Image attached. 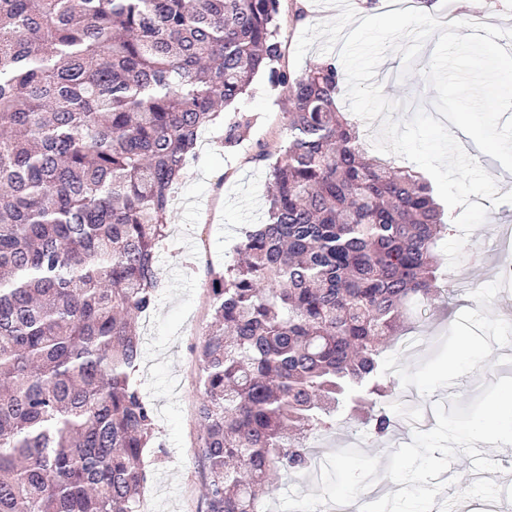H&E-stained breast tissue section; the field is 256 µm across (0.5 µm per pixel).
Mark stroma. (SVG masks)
Listing matches in <instances>:
<instances>
[{
    "instance_id": "stroma-1",
    "label": "stroma",
    "mask_w": 512,
    "mask_h": 512,
    "mask_svg": "<svg viewBox=\"0 0 512 512\" xmlns=\"http://www.w3.org/2000/svg\"><path fill=\"white\" fill-rule=\"evenodd\" d=\"M415 8L468 22L479 13L485 23L512 28V0H474L470 5L465 0H415ZM338 14V6L327 0H280L276 39L281 70L299 75L325 57H339V49L326 54L315 45L302 62L294 60L302 31ZM434 46V40L425 42L414 72L403 81L398 78L400 54L387 53L375 77L387 98L412 100L432 110L436 92L423 72ZM235 109L250 116L251 128L229 150L223 127L200 133L197 158L174 194L168 236L157 249V302L137 323L142 344L138 383L155 415V445L145 454L150 465L143 494L149 512H206V473L193 450L199 403L195 350L211 318L207 283L211 273L232 263L244 232L266 219L270 166L286 136L288 92L271 87L260 75ZM503 237L512 241V204L490 207L486 221L467 240L462 261L479 256L477 288L462 286L437 300L435 312L412 323L384 353L383 370L400 392H413L419 405L431 408L430 427L422 432L399 428L377 441L363 425L350 421L347 412H338L335 430L310 439L316 455L330 460L321 484L302 485L296 475L283 476L269 512H298L307 497L323 502L354 498L365 512H451L456 504L478 505L492 498L500 512H512V453L481 455V443L465 436L481 416L457 407L464 400L488 408L490 394L512 382V318L504 314L512 307V283L498 279L499 268L512 262V251L501 249ZM466 342L490 347L492 353L449 367V357ZM460 450L471 471L482 472L481 482L460 484Z\"/></svg>"
}]
</instances>
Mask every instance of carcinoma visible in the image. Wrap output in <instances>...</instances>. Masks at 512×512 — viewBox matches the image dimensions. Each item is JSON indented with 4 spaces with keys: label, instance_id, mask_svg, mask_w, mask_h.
<instances>
[{
    "label": "carcinoma",
    "instance_id": "carcinoma-1",
    "mask_svg": "<svg viewBox=\"0 0 512 512\" xmlns=\"http://www.w3.org/2000/svg\"><path fill=\"white\" fill-rule=\"evenodd\" d=\"M280 0H0V512H142L152 407L134 322L200 130L254 77L288 90L265 223L211 274L197 350L206 512H265L343 399L382 437L380 375L439 292L451 217L422 175L367 155L331 58L276 63ZM250 129L226 126L231 147Z\"/></svg>",
    "mask_w": 512,
    "mask_h": 512
}]
</instances>
